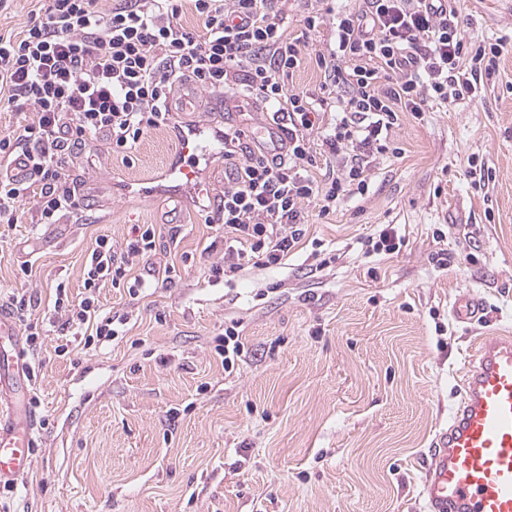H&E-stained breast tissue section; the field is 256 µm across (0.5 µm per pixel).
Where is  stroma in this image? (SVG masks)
<instances>
[{"mask_svg":"<svg viewBox=\"0 0 512 512\" xmlns=\"http://www.w3.org/2000/svg\"><path fill=\"white\" fill-rule=\"evenodd\" d=\"M467 37L512 39V0H459ZM399 155L374 163L366 197L335 213L305 209L308 233L283 264L214 277L224 230L208 223L226 179L201 161L190 197L176 182L141 194L176 151L149 131L128 159L102 140L78 150L81 218L0 223V304L31 298L50 316L57 284L72 298L99 235L125 243L157 225L158 256L178 275L130 298L103 285L104 309L127 315L100 350L55 348L52 328L29 351L40 427L34 465L7 512H421L425 455L460 400L478 336L512 334V51L479 97L404 115ZM489 179L474 183L473 163ZM404 236L391 255L368 249L382 225ZM448 255L447 265L435 259ZM28 264L32 273L19 281ZM483 301L480 320L451 310ZM246 348L233 372L215 351L225 325Z\"/></svg>","mask_w":512,"mask_h":512,"instance_id":"35a3bbf8","label":"stroma"}]
</instances>
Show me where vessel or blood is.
Instances as JSON below:
<instances>
[{
  "label": "vessel or blood",
  "instance_id": "b4317fda",
  "mask_svg": "<svg viewBox=\"0 0 512 512\" xmlns=\"http://www.w3.org/2000/svg\"><path fill=\"white\" fill-rule=\"evenodd\" d=\"M214 123L188 126L169 170L192 193ZM23 347L0 361V486L23 481L33 463L36 414ZM420 497L423 512H512V336H480L462 375V398L433 443Z\"/></svg>",
  "mask_w": 512,
  "mask_h": 512
}]
</instances>
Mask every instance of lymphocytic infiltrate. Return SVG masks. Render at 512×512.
Segmentation results:
<instances>
[{
  "instance_id": "obj_1",
  "label": "lymphocytic infiltrate",
  "mask_w": 512,
  "mask_h": 512,
  "mask_svg": "<svg viewBox=\"0 0 512 512\" xmlns=\"http://www.w3.org/2000/svg\"><path fill=\"white\" fill-rule=\"evenodd\" d=\"M183 0H40L42 17L15 35L0 34V101L29 109L21 134L0 135V164L26 172L0 173V223H17L31 186H39L38 223L77 213L80 197L69 161L86 141L127 154L151 130L170 127L167 102L188 80L205 91L256 96L273 106L286 138L277 158L250 147L242 129L225 127L228 185L216 207L224 263L214 275L232 276L247 263L276 266L306 236L304 206L318 201L322 215L344 198L366 195L369 171L380 157L399 154L394 135L403 114L422 117L432 103L472 97L495 74L506 40L472 41L451 0H359L335 11L315 0L303 33L288 35L286 9L268 0H190L200 29L178 18ZM331 23L333 40L316 51L321 97L291 78L307 54V36ZM334 114H327V107ZM336 162L325 180L313 172L318 154ZM155 225L137 228L117 246L96 238L84 269V294L70 299L57 286L53 312L62 327L97 349L117 336L116 318L102 308V283L138 298L149 281L132 277L134 263L157 253Z\"/></svg>"
}]
</instances>
